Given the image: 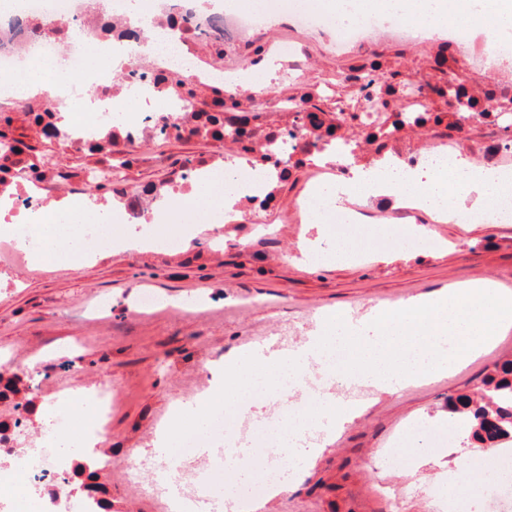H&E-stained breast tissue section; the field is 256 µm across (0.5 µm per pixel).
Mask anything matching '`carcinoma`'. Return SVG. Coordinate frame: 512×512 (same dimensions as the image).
Listing matches in <instances>:
<instances>
[{
	"instance_id": "cac0c4a2",
	"label": "carcinoma",
	"mask_w": 512,
	"mask_h": 512,
	"mask_svg": "<svg viewBox=\"0 0 512 512\" xmlns=\"http://www.w3.org/2000/svg\"><path fill=\"white\" fill-rule=\"evenodd\" d=\"M448 412L462 415L471 427L472 439L482 448L512 439V360L497 365L483 380L479 398L459 395L448 399Z\"/></svg>"
}]
</instances>
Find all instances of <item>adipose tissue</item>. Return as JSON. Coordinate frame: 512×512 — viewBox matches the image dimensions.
I'll return each instance as SVG.
<instances>
[{
	"instance_id": "1",
	"label": "adipose tissue",
	"mask_w": 512,
	"mask_h": 512,
	"mask_svg": "<svg viewBox=\"0 0 512 512\" xmlns=\"http://www.w3.org/2000/svg\"><path fill=\"white\" fill-rule=\"evenodd\" d=\"M465 11L481 18L488 30V43L500 37L512 35V0H336L331 15L338 20H351L370 14L386 20L394 16H415L432 34L441 33L450 14ZM74 76L62 71L50 61H37L13 77V84L23 92L49 86L63 87L73 84ZM406 199L415 201L430 214L448 216L450 221L461 222L464 214L486 205L493 192L502 187L500 171L493 169H469L463 160H454L449 173H441L421 182L415 174L404 178ZM374 187L376 195L391 196L395 189L389 183H375L374 172L357 169L353 178H339L314 189L317 212L311 213L307 226L317 233L311 247L305 249V258L331 260L336 256L337 245L325 230L318 215L319 209L329 208L337 213H349L367 187ZM240 196L236 191L225 189L223 171H215L210 181L199 184L185 198L186 204L196 213L197 221L209 223L216 209L232 214ZM65 212L66 225L55 223L33 224L30 234L40 240L41 251L34 255L37 265L79 271L86 252L82 235L84 225L94 223L95 214L82 204H68Z\"/></svg>"
}]
</instances>
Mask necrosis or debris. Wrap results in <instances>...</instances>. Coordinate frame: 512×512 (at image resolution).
I'll list each match as a JSON object with an SVG mask.
<instances>
[{"instance_id":"4bbe7bcc","label":"necrosis or debris","mask_w":512,"mask_h":512,"mask_svg":"<svg viewBox=\"0 0 512 512\" xmlns=\"http://www.w3.org/2000/svg\"><path fill=\"white\" fill-rule=\"evenodd\" d=\"M133 0H13L0 11V223L14 227L15 239L0 244L10 260L0 275L13 276L30 251L25 248L29 225L39 223L50 204L82 201L95 206L101 224L85 233L92 253L110 250L103 227L112 221L148 225L175 208L194 185L203 183L232 159L242 167L230 170L225 186L241 193L232 216L215 212L210 240L224 241V226L272 224L283 210L279 196L294 168H309L315 180L349 175L364 164L385 173L387 167L410 169L427 178L447 171L455 157L472 167L512 172V113L499 112L487 95L466 87L470 111L446 114L431 122L438 95L421 80L400 84L385 111H323V90L280 98L264 107L260 93L251 106H240V78L257 74L260 56L255 36L273 38L267 48L280 56L287 70H304L310 60V39L322 41L330 54L365 55L372 40L402 45H433L419 24L405 17L382 21L363 16L343 23L325 19L307 0H260L258 9L226 13L223 0H148L137 12ZM473 20H452L446 34L453 62L442 77L464 85V74L496 63L512 71V36L496 42V58L488 60L474 40ZM121 52L116 68L89 69L87 48ZM51 61L77 76L71 91L18 92L10 79L31 62ZM134 91L159 99L163 108L116 112L113 99ZM221 129L217 150L173 162L147 154V144L198 130ZM421 131L420 145L408 133ZM51 145L94 158L91 166H67L48 154ZM121 146L131 166L159 164L163 179L135 186L121 185L112 166V148ZM346 225L391 224L394 241L408 224H428L429 214L415 207L395 206L384 198L375 207H355L352 215H335ZM112 381L98 374L85 378L80 402L90 411L84 436L67 442L68 420L57 400L42 403L41 426H33L36 408L15 403L0 418V512H112V493L100 480L112 461L100 453V441L112 429ZM224 419H216L178 450L150 462L133 454L126 467L148 472L143 495L165 499L177 495L183 512H222L224 484L209 469H193L196 451L222 443Z\"/></svg>"}]
</instances>
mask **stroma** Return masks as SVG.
Returning a JSON list of instances; mask_svg holds the SVG:
<instances>
[{
	"label": "stroma",
	"mask_w": 512,
	"mask_h": 512,
	"mask_svg": "<svg viewBox=\"0 0 512 512\" xmlns=\"http://www.w3.org/2000/svg\"><path fill=\"white\" fill-rule=\"evenodd\" d=\"M313 64L271 90L301 94L349 72L352 61L323 54L312 45ZM436 49L373 45L381 80L436 78ZM183 216L158 224L160 237L186 236L178 252L155 249L112 251L97 255L76 272L30 265L18 275L19 287L0 288V353L25 365H39L38 390H71L89 373H104L118 389L112 409V433L102 443L114 461L112 512H162L163 501L140 495L122 469L132 453L148 449L171 403L201 382L203 367L222 366L248 346L263 341L283 348L299 342L329 310L359 315L381 303L428 297L449 283L484 277L512 289L511 224H434L438 248L402 249L391 245L385 225L358 232L331 225V233L354 251L347 261L305 264L298 249L302 227L277 224H228L224 247L208 245L204 234L187 235ZM154 289L168 305L161 312L134 313L137 288ZM109 299L106 317L89 315L96 299ZM70 359L58 364L63 345ZM512 359V332L492 349L447 376L383 395L346 423L329 445L321 437L303 439L302 448L320 446L295 481L270 501L267 512H480V499L456 492L455 477L439 481L433 469L416 467L408 452V428L446 430L449 398L472 393L496 364ZM296 388L273 401L251 399L247 412L230 410L224 422L232 436L243 428L258 438L240 443L237 456L247 475L229 466L227 456L210 449L213 473L224 476L225 492L250 497L267 479L256 467L262 435L278 403L303 399Z\"/></svg>",
	"instance_id": "1"
}]
</instances>
